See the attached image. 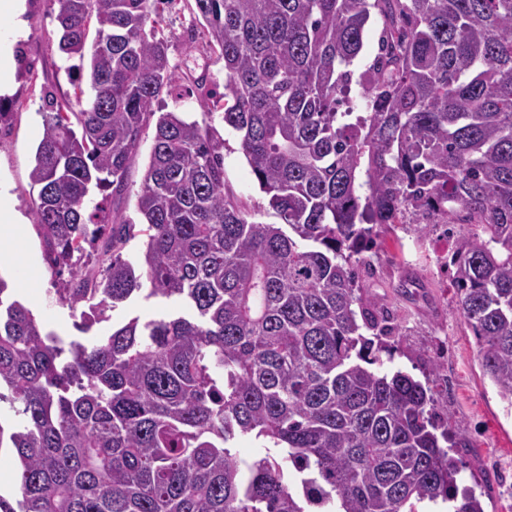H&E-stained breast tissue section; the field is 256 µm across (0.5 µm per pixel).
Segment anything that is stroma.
Returning <instances> with one entry per match:
<instances>
[{
  "label": "stroma",
  "mask_w": 512,
  "mask_h": 512,
  "mask_svg": "<svg viewBox=\"0 0 512 512\" xmlns=\"http://www.w3.org/2000/svg\"><path fill=\"white\" fill-rule=\"evenodd\" d=\"M191 4L178 0L162 13L159 29L170 42L169 58L176 65V93L166 97L168 108L202 120V89H224V64L205 49L201 31L191 30ZM26 37L16 46L14 93L6 100L9 121L0 126V189L6 190L22 222L6 247L13 254L0 262L13 295L32 309L46 331L64 341L108 335L113 326L137 317L160 319L180 312L179 303L159 298H136L117 307L108 320L95 323L89 332L79 326L90 305L77 308L62 303L58 288L67 276L49 270L43 259V241L32 201L37 196L30 173L42 137L41 114L50 106L72 100L77 71L74 62L57 48L60 30L48 0H27ZM224 180L256 220L271 223L275 216L260 192L239 137L224 132ZM153 136L145 134L139 154L128 173L124 199L108 202L111 214L127 223L141 224L136 194L149 161ZM378 249L366 253L368 266L361 283L379 305L392 312L401 329L389 369H401L448 397V415L468 441L454 456L459 461V483L481 494L485 512H512V406L484 377L475 338L460 315L449 272L438 261L450 240L436 233L418 235L413 227L384 229Z\"/></svg>",
  "instance_id": "35a3bbf8"
}]
</instances>
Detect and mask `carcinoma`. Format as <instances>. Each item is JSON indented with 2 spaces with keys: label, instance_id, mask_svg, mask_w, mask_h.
Returning a JSON list of instances; mask_svg holds the SVG:
<instances>
[{
  "label": "carcinoma",
  "instance_id": "cac0c4a2",
  "mask_svg": "<svg viewBox=\"0 0 512 512\" xmlns=\"http://www.w3.org/2000/svg\"><path fill=\"white\" fill-rule=\"evenodd\" d=\"M59 51L89 63L75 102L43 113L30 173L59 300L95 318L131 300L187 313L64 344L0 277V512H484L459 489L448 406L392 359L398 325L360 283L386 224H471L448 256L481 367L512 406V0H194L238 133L279 219L224 183V138L156 113L175 82L152 15L168 0H49ZM377 50L350 69L369 22ZM96 34L88 39L91 23ZM155 124L134 225L120 196ZM253 434L274 452L237 459ZM154 135V124L146 130L143 143L141 145L139 154L128 173V186L129 191L127 192L124 199L120 201H113L112 197L108 196L105 201V206L110 210L112 215H117L127 223L136 224L133 233L135 237L132 238L123 250V258L128 259L133 263H137L139 258L145 249V237L139 233L142 223L140 214L136 209V194L140 189L142 177L144 174L145 167L149 161V154L151 150L152 140ZM18 458L16 454L8 451L6 448L0 451V493L3 494L11 490L15 483V473L18 468Z\"/></svg>",
  "mask_w": 512,
  "mask_h": 512
}]
</instances>
